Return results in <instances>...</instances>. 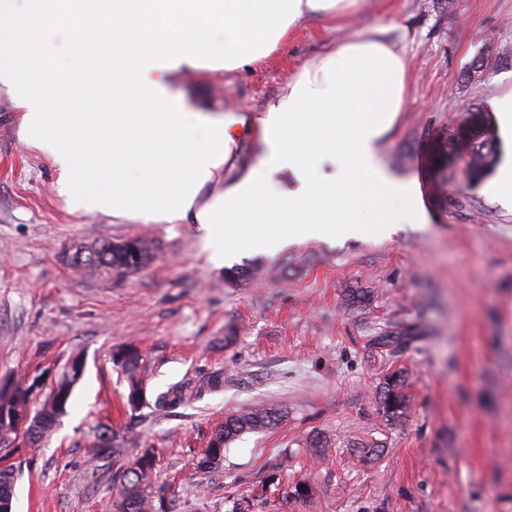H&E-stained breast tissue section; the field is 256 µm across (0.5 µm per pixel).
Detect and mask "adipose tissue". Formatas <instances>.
<instances>
[{"label":"adipose tissue","instance_id":"obj_1","mask_svg":"<svg viewBox=\"0 0 512 512\" xmlns=\"http://www.w3.org/2000/svg\"><path fill=\"white\" fill-rule=\"evenodd\" d=\"M364 0H0V90L22 110L20 139L46 153L70 211L140 224L199 225L225 253L361 223L403 198L425 211L414 179L380 159L406 100L397 44L359 33L304 63L274 102L216 118L171 96L188 71L230 73L261 63L307 16L342 18ZM509 150L488 190L512 207V90L490 102ZM260 138L259 165H235ZM339 161L340 178L312 177ZM293 183L270 193L281 172Z\"/></svg>","mask_w":512,"mask_h":512}]
</instances>
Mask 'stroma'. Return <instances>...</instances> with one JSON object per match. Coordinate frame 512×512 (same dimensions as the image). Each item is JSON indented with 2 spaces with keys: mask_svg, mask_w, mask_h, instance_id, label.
Wrapping results in <instances>:
<instances>
[{
  "mask_svg": "<svg viewBox=\"0 0 512 512\" xmlns=\"http://www.w3.org/2000/svg\"><path fill=\"white\" fill-rule=\"evenodd\" d=\"M375 27L404 47L409 84L380 155L417 180L427 222L242 251L234 267L254 274L240 283L211 260L220 242L195 225L71 213L56 168L21 142L22 112L0 92V378L58 373L75 357L84 365L65 414L25 451L14 512H110L122 465L89 469L85 445L101 419L155 450L163 512H512V209L485 180L469 181L463 161H433L449 128L512 89V0H366L337 21L303 19L253 69L199 74L170 92L217 116L261 108L332 42ZM139 235L159 252L125 278H84L59 260L74 242ZM125 343L147 356L148 398L185 379L224 382L170 411H126L109 359ZM396 370L411 412L389 425L377 395ZM254 406L286 415L197 470L214 427ZM316 431L331 442L318 459L301 447ZM361 439L383 453L358 462ZM280 461V482L265 487ZM302 479L311 496L290 497Z\"/></svg>",
  "mask_w": 512,
  "mask_h": 512,
  "instance_id": "stroma-1",
  "label": "stroma"
}]
</instances>
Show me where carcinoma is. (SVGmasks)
I'll list each match as a JSON object with an SVG mask.
<instances>
[{"label":"carcinoma","instance_id":"obj_1","mask_svg":"<svg viewBox=\"0 0 512 512\" xmlns=\"http://www.w3.org/2000/svg\"><path fill=\"white\" fill-rule=\"evenodd\" d=\"M482 131L483 127L476 123L463 137L448 131V138L440 147V156H462L467 170L478 177L486 174L496 164L497 154L493 145L482 136ZM156 253L154 241L143 236L122 240L115 249L111 247V239L103 238L83 250L71 248L69 266L87 278L124 273L132 265L139 272L154 261ZM112 362L120 368L127 383L126 407L135 413L146 403L144 355L137 346L127 344L112 352ZM82 374L83 368L78 366V361L68 363L49 394L33 410L30 409L32 393L27 378L1 380L0 419L14 416L17 421L5 427L0 425V441L14 446L16 451L37 445L52 431L58 418L65 412L72 389ZM406 386V376L398 370L387 376L380 388L379 411L385 422L391 425L405 421L409 415L411 402L405 391ZM194 388V382L190 380L173 384L156 396L155 409L166 411L182 404ZM283 418L284 412L281 410L264 406L224 418V422L212 431L207 448L196 458L195 468L200 471L216 468L224 458V448L240 435L272 428ZM132 443L134 438L129 433L99 422L93 427L92 458L116 462ZM304 447L310 456L319 457L328 447V441L325 436L313 433L306 437ZM155 469V455L148 449L128 460L120 485L113 495V512H158ZM18 472L19 469L12 464L0 468V512L13 507Z\"/></svg>","mask_w":512,"mask_h":512}]
</instances>
